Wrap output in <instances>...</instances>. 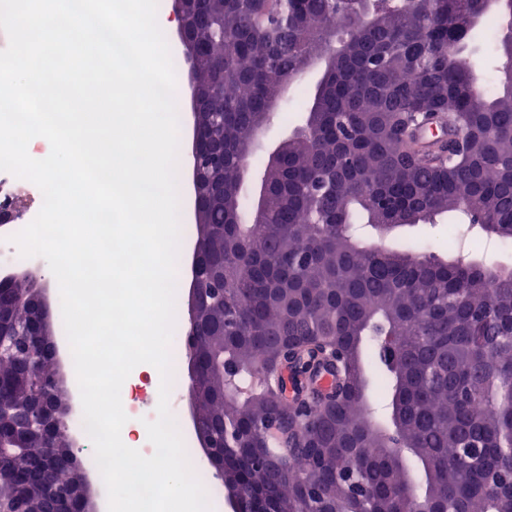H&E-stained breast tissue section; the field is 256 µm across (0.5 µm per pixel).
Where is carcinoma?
I'll return each instance as SVG.
<instances>
[{
  "label": "carcinoma",
  "mask_w": 512,
  "mask_h": 512,
  "mask_svg": "<svg viewBox=\"0 0 512 512\" xmlns=\"http://www.w3.org/2000/svg\"><path fill=\"white\" fill-rule=\"evenodd\" d=\"M204 49L194 79L217 84L199 112L222 174L200 172L208 267L224 265V299L189 335V356L217 359L194 398L237 467L225 495L246 490L267 512H512V269L442 260L412 240L366 248L377 232L461 215L475 236L512 239L503 201L512 160V41L482 0H195ZM474 16L493 24L499 85L478 89L466 42ZM325 64L302 129L262 163L263 224L246 220L237 173L260 151L265 112L284 85ZM408 119L399 143L387 125ZM441 138L431 137V127ZM343 170L321 200L310 185ZM36 291L31 275L0 287L15 340ZM336 348L335 404L312 394L311 371ZM33 371L0 357V502L21 512H77L85 480L59 422L32 431L42 405L65 416L52 342ZM361 473L348 470L352 458Z\"/></svg>",
  "instance_id": "obj_1"
}]
</instances>
